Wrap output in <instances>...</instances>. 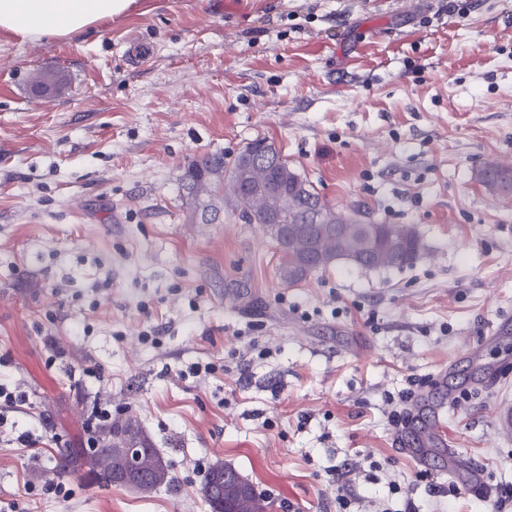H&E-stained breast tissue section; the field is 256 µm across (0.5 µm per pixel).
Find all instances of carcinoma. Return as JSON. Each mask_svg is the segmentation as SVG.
I'll list each match as a JSON object with an SVG mask.
<instances>
[{"label": "carcinoma", "instance_id": "1", "mask_svg": "<svg viewBox=\"0 0 512 512\" xmlns=\"http://www.w3.org/2000/svg\"><path fill=\"white\" fill-rule=\"evenodd\" d=\"M264 151L277 158L274 170L259 163L245 168L247 158ZM482 186L497 195L512 194V167L487 164L479 171ZM232 186V205L247 224L265 225L279 218L289 225L288 237L275 242L279 253L278 274L289 287L298 285L314 272L344 260L358 267L388 268L413 264L422 254L424 244L416 231L404 224H377L378 235L374 243L358 232L344 234L322 233L312 223L320 214L319 224H356L358 220L336 211L317 193L275 145L264 138L248 143L236 156L232 165L224 161V154H204L192 158L184 167L182 186L186 190L185 205L189 215L211 208L210 201L219 198L224 181ZM111 438L100 439L93 451L91 462H85L86 449L72 448L67 454L54 458V473L62 478L79 476L99 481L98 475L110 469H120L122 461L118 449L126 447L127 435L143 437V448L148 457L143 460L144 481L136 492L149 496L162 487L175 482L171 462L166 459L144 431L139 420L128 416L101 428ZM234 471L226 463L209 467L200 492L209 512H224V503H237L238 512H272L273 504L259 496L238 497L236 487L225 480Z\"/></svg>", "mask_w": 512, "mask_h": 512}]
</instances>
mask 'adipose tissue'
<instances>
[{
    "label": "adipose tissue",
    "instance_id": "adipose-tissue-1",
    "mask_svg": "<svg viewBox=\"0 0 512 512\" xmlns=\"http://www.w3.org/2000/svg\"><path fill=\"white\" fill-rule=\"evenodd\" d=\"M134 0H0V33L64 39L126 14Z\"/></svg>",
    "mask_w": 512,
    "mask_h": 512
}]
</instances>
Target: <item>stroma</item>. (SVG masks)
Segmentation results:
<instances>
[{
  "instance_id": "1",
  "label": "stroma",
  "mask_w": 512,
  "mask_h": 512,
  "mask_svg": "<svg viewBox=\"0 0 512 512\" xmlns=\"http://www.w3.org/2000/svg\"><path fill=\"white\" fill-rule=\"evenodd\" d=\"M466 5L136 0L70 38L0 35V383L25 396L0 427V512H209L218 460L274 512H499L512 197L477 175L512 166V0ZM259 137L330 204L414 227L422 256L289 287L231 204L191 222L187 161ZM410 388L455 391L447 443L487 501L399 450L390 398ZM86 402L137 416L175 487L46 490L59 448L86 445Z\"/></svg>"
}]
</instances>
